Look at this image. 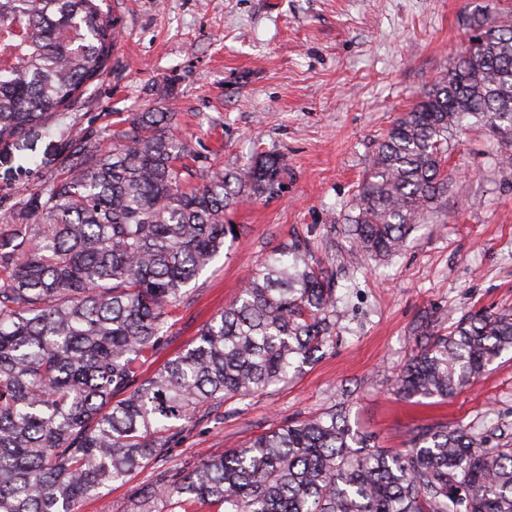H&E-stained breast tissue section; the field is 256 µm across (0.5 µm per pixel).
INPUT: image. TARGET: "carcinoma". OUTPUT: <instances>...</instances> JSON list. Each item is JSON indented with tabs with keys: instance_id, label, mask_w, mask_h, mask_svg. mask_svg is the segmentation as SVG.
<instances>
[{
	"instance_id": "obj_1",
	"label": "carcinoma",
	"mask_w": 512,
	"mask_h": 512,
	"mask_svg": "<svg viewBox=\"0 0 512 512\" xmlns=\"http://www.w3.org/2000/svg\"><path fill=\"white\" fill-rule=\"evenodd\" d=\"M458 59L379 141L347 218L357 251L401 249L448 192V135L470 119L512 146V26L473 16ZM96 0H0V141L59 119L108 70ZM137 112L69 141L61 173L0 219V512H79L165 457L204 410L288 380L332 341L334 277L293 237L156 372L186 288L236 238L224 211L280 185L273 154L212 171ZM199 177L203 184L192 186ZM394 379L446 399L512 350V311L425 325ZM140 512H512V448L418 426L381 448L345 408L285 422L183 474L131 486Z\"/></svg>"
}]
</instances>
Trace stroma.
<instances>
[{
	"label": "stroma",
	"mask_w": 512,
	"mask_h": 512,
	"mask_svg": "<svg viewBox=\"0 0 512 512\" xmlns=\"http://www.w3.org/2000/svg\"><path fill=\"white\" fill-rule=\"evenodd\" d=\"M120 43L103 79L50 127L0 141V211L61 168L67 142L107 129L112 113H172L170 131L214 169L280 156L277 195L224 214L243 232L177 309L170 351L193 340L286 239L310 241L336 276V336L316 361L266 393L227 400L184 431L135 485L221 455L285 420L346 408L382 448L418 426L474 428L512 447V352L456 396L393 392L425 324L512 309V162L484 127L449 135L448 193L405 248L356 256L344 217L370 155L456 60L470 17L490 7L512 24V0H98Z\"/></svg>",
	"instance_id": "obj_1"
}]
</instances>
